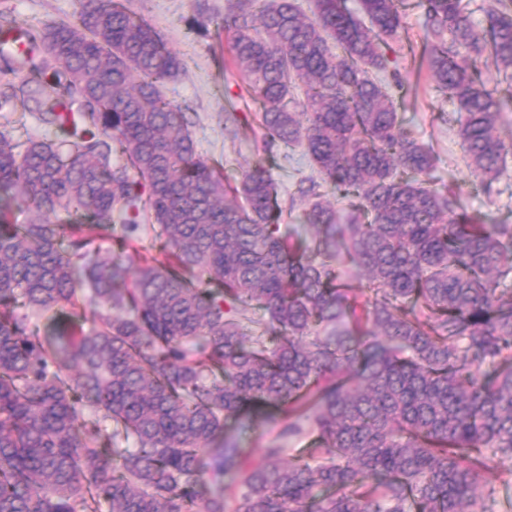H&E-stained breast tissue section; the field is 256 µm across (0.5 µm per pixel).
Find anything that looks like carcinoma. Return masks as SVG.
<instances>
[{"label":"carcinoma","mask_w":512,"mask_h":512,"mask_svg":"<svg viewBox=\"0 0 512 512\" xmlns=\"http://www.w3.org/2000/svg\"><path fill=\"white\" fill-rule=\"evenodd\" d=\"M358 2L235 0L216 24L264 146L303 149L331 191L297 185L307 242L263 163L232 186L199 156L165 93L181 59L124 0L3 21L25 75L0 81L20 111L0 124V512H494L512 224L433 186L398 70L374 77L396 63L404 0ZM494 3L477 27L463 0H417L421 58L489 194L512 151L482 80L493 66L512 99V0ZM240 122L227 103L224 130ZM260 414L309 427L312 448L272 444L243 469L226 423Z\"/></svg>","instance_id":"1"}]
</instances>
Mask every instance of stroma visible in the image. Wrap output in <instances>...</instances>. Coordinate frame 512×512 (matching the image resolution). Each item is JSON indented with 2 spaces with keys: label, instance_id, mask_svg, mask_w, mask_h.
Wrapping results in <instances>:
<instances>
[{
  "label": "stroma",
  "instance_id": "obj_1",
  "mask_svg": "<svg viewBox=\"0 0 512 512\" xmlns=\"http://www.w3.org/2000/svg\"><path fill=\"white\" fill-rule=\"evenodd\" d=\"M126 5L153 26L183 60L184 68L168 84L167 95L189 105L199 155L223 161L225 174L235 178L256 162H264L282 197L291 198L298 180L313 172L310 158L299 148L286 153L277 149L270 156H262L263 131L252 115L250 94L236 70L224 63V42L214 29L205 30L196 24L199 18L223 15L228 0H126ZM75 10L76 0H0V18L13 20L19 26L71 23ZM397 67L406 89L398 111L413 125L418 140L433 146L437 156L433 178L458 187L468 212L512 224V155L506 160V169L493 195L476 189L463 160L452 105L435 90L426 68L402 57L398 58ZM228 95L236 97L247 114L233 138L225 136L217 118Z\"/></svg>",
  "mask_w": 512,
  "mask_h": 512
}]
</instances>
